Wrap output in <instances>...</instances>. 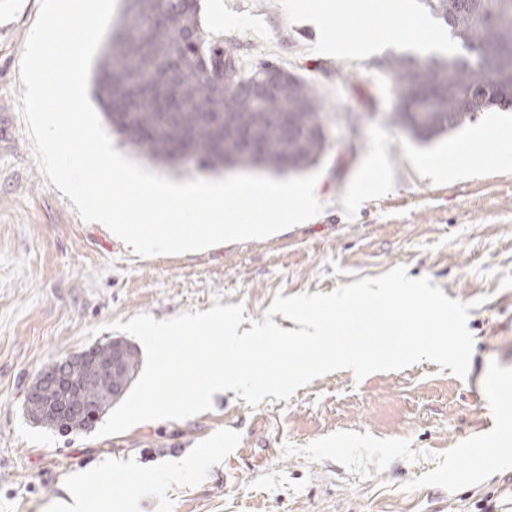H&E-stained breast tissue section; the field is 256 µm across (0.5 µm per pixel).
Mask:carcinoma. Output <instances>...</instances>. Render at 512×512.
<instances>
[{"label":"carcinoma","mask_w":512,"mask_h":512,"mask_svg":"<svg viewBox=\"0 0 512 512\" xmlns=\"http://www.w3.org/2000/svg\"><path fill=\"white\" fill-rule=\"evenodd\" d=\"M483 7L498 17L497 24L489 27L478 17L461 14L451 31L453 39L487 53L512 52V0H483ZM200 12L198 5L186 10L170 8L165 0H122L118 35L108 43L96 78L112 131L162 167L171 165L172 146L189 131L202 168H248L253 155L235 136L240 128L264 147L265 168L272 172L316 164L327 138L320 130L322 104L315 88L262 56L244 65L234 46L205 38ZM267 65L283 73L282 85L274 94L254 98L249 87ZM378 66L392 79L401 103L391 121L422 141L473 120L460 111L466 99L483 102L486 112L508 108L505 101L512 97V57L494 65L433 52L415 69L409 55L390 53ZM215 82L227 85L223 94L213 93ZM215 114L224 115L221 150L214 147V132L207 122V116ZM278 117L303 123L306 132L285 138ZM112 343L110 338L85 350L84 365L63 378L56 363L44 367L55 392L71 393L69 406L74 412L67 421L56 423L39 419L37 406H26L29 419L49 429L91 428L125 396L138 372L139 354L131 345L124 367L103 373L111 366Z\"/></svg>","instance_id":"1"}]
</instances>
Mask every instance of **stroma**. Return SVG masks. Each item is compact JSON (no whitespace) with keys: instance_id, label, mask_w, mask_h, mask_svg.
Here are the masks:
<instances>
[{"instance_id":"35a3bbf8","label":"stroma","mask_w":512,"mask_h":512,"mask_svg":"<svg viewBox=\"0 0 512 512\" xmlns=\"http://www.w3.org/2000/svg\"><path fill=\"white\" fill-rule=\"evenodd\" d=\"M200 0L207 30L239 32L244 62L263 55L313 84L328 147L315 190L324 210L265 239L177 255L135 254L84 221L40 170L20 98L23 50L40 0H0V512H57L70 478L111 460L92 512H512V454L498 453L512 412V165L494 125L473 121L422 144L393 126L395 97L378 67L406 52L361 14L338 34L370 46L325 69L322 34L293 0ZM474 144L458 169L457 151ZM407 266L451 299L470 303L469 373L425 361L355 379L316 378L290 400L247 406L235 393L211 411L149 421L102 438L32 424L24 394L52 361L109 339L103 326L243 304L263 320L275 295L329 293ZM486 390V409L472 403ZM178 462L182 478L167 481Z\"/></svg>"}]
</instances>
